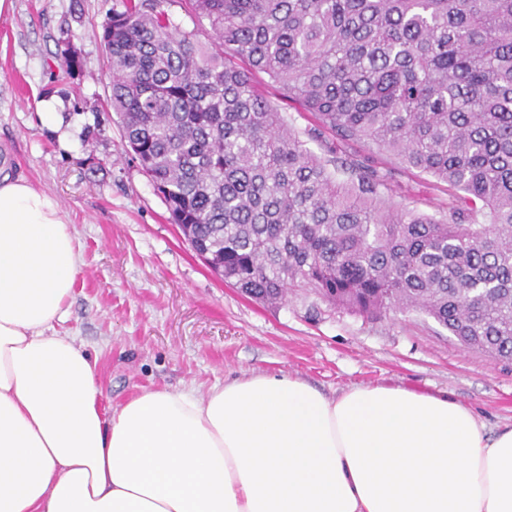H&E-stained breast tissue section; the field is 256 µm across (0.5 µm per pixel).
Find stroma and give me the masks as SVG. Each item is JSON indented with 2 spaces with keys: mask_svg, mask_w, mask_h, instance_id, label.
Listing matches in <instances>:
<instances>
[{
  "mask_svg": "<svg viewBox=\"0 0 512 512\" xmlns=\"http://www.w3.org/2000/svg\"><path fill=\"white\" fill-rule=\"evenodd\" d=\"M115 0H12L0 12V166L55 196L81 257L57 329L98 359L103 403L146 388H208L251 374L300 376L326 394L393 385L446 396L488 425H512V363L460 345L418 311L369 317L311 292L276 305L241 295L212 272L167 220L107 104L112 74L99 40ZM79 65L68 69L65 50ZM252 83L314 154L377 171L383 198L443 220L447 183L332 135L266 74ZM61 108L42 122L43 100Z\"/></svg>",
  "mask_w": 512,
  "mask_h": 512,
  "instance_id": "1",
  "label": "stroma"
}]
</instances>
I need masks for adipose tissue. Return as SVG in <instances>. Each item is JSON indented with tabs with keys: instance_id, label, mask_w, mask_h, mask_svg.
I'll return each instance as SVG.
<instances>
[{
	"instance_id": "adipose-tissue-1",
	"label": "adipose tissue",
	"mask_w": 512,
	"mask_h": 512,
	"mask_svg": "<svg viewBox=\"0 0 512 512\" xmlns=\"http://www.w3.org/2000/svg\"><path fill=\"white\" fill-rule=\"evenodd\" d=\"M80 271L51 194L0 177V512H512V427L445 396L253 373L102 407L58 332Z\"/></svg>"
}]
</instances>
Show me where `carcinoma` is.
Instances as JSON below:
<instances>
[{"instance_id":"carcinoma-1","label":"carcinoma","mask_w":512,"mask_h":512,"mask_svg":"<svg viewBox=\"0 0 512 512\" xmlns=\"http://www.w3.org/2000/svg\"><path fill=\"white\" fill-rule=\"evenodd\" d=\"M121 0L101 25L109 103L185 240L264 304L309 290L374 315L416 310L512 362V0ZM448 183L445 222L384 204L356 160L336 181L268 100Z\"/></svg>"}]
</instances>
